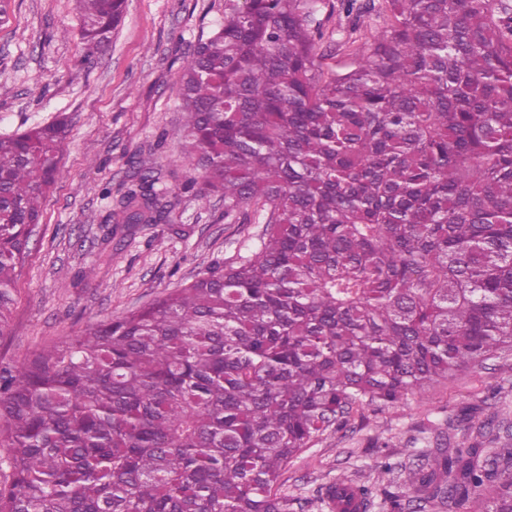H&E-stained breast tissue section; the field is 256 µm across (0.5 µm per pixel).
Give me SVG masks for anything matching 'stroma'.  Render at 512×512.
<instances>
[{"mask_svg":"<svg viewBox=\"0 0 512 512\" xmlns=\"http://www.w3.org/2000/svg\"><path fill=\"white\" fill-rule=\"evenodd\" d=\"M225 0H125L108 44L88 51L78 0H0V136L67 116L60 173L18 278L10 336L0 355L23 362L39 349L137 310L208 268L256 246L259 224H228L224 201L198 202L182 185L195 164L186 152L180 68L224 17ZM317 16L325 41L344 42L380 26L373 15ZM152 174L175 207L162 224L117 225L106 217L128 187ZM493 420L496 445L512 442V351L434 384L394 407H366L343 431L326 433L280 482L322 512L323 485L378 480L383 455L412 465L438 434L470 443L471 416Z\"/></svg>","mask_w":512,"mask_h":512,"instance_id":"obj_1","label":"stroma"}]
</instances>
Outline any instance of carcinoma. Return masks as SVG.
<instances>
[{
	"instance_id": "cac0c4a2",
	"label": "carcinoma",
	"mask_w": 512,
	"mask_h": 512,
	"mask_svg": "<svg viewBox=\"0 0 512 512\" xmlns=\"http://www.w3.org/2000/svg\"><path fill=\"white\" fill-rule=\"evenodd\" d=\"M105 45L124 0H80ZM325 0H227L182 61L184 185L263 224L224 267L19 366L0 361V512H296L288 464L365 405L390 406L512 350V3L362 0L383 27L325 73ZM65 117L0 137V340L54 186ZM141 178L106 218L159 224ZM391 512L493 488L512 448L417 455ZM374 491L324 487L328 512Z\"/></svg>"
}]
</instances>
